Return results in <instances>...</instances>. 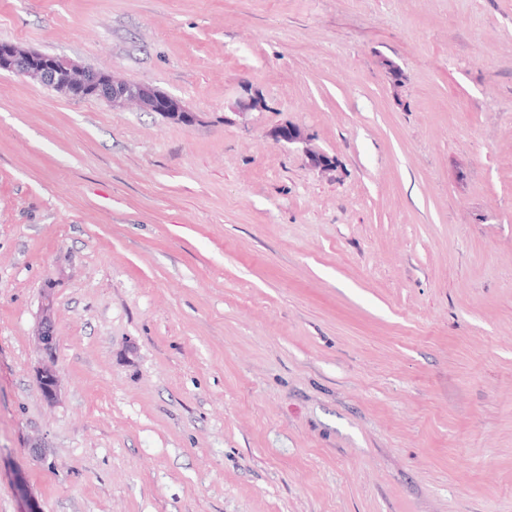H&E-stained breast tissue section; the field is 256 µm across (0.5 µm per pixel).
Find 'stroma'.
Returning a JSON list of instances; mask_svg holds the SVG:
<instances>
[{
    "label": "stroma",
    "instance_id": "stroma-1",
    "mask_svg": "<svg viewBox=\"0 0 512 512\" xmlns=\"http://www.w3.org/2000/svg\"><path fill=\"white\" fill-rule=\"evenodd\" d=\"M1 42L198 119L0 71V512H512V0H0ZM0 70L33 80L73 99L95 98L113 109L135 104L175 123L191 124L197 119L182 102L149 85L128 82L112 74L83 66L67 57L47 59L44 52L13 44H0ZM272 137L277 143L290 145H303L311 163L319 169H329L334 166V159L326 154L309 151L307 147V136L304 131L292 123H284L278 126ZM51 289H47L42 304L41 317L36 332V352L41 359L38 371L39 388L48 401L59 396L60 378L55 364L58 329L53 315Z\"/></svg>",
    "mask_w": 512,
    "mask_h": 512
}]
</instances>
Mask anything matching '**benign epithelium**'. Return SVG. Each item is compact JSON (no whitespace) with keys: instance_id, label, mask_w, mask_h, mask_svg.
Returning a JSON list of instances; mask_svg holds the SVG:
<instances>
[{"instance_id":"1","label":"benign epithelium","mask_w":512,"mask_h":512,"mask_svg":"<svg viewBox=\"0 0 512 512\" xmlns=\"http://www.w3.org/2000/svg\"><path fill=\"white\" fill-rule=\"evenodd\" d=\"M0 70L51 87L73 99L95 98L114 109L135 104L175 123L191 124L197 119L196 113L188 111L178 98L149 85L117 79L106 71L83 66L67 57L49 59L44 52L34 48L0 44ZM272 137L289 146L307 145L304 131L292 123L278 126ZM36 340V352L41 359L39 388L43 396L53 402L59 396L60 378L55 364L58 329L49 292L44 296Z\"/></svg>"}]
</instances>
